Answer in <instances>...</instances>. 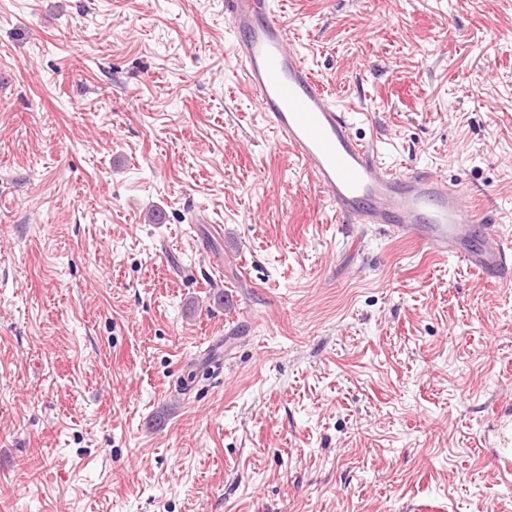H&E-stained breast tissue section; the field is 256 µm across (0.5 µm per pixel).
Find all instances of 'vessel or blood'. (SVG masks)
I'll list each match as a JSON object with an SVG mask.
<instances>
[{"label": "vessel or blood", "mask_w": 512, "mask_h": 512, "mask_svg": "<svg viewBox=\"0 0 512 512\" xmlns=\"http://www.w3.org/2000/svg\"><path fill=\"white\" fill-rule=\"evenodd\" d=\"M233 57L277 141L301 164L338 215L380 224L434 257H455L486 279L512 281V238L467 204L446 178L384 167L333 103L270 0H224Z\"/></svg>", "instance_id": "b4317fda"}]
</instances>
